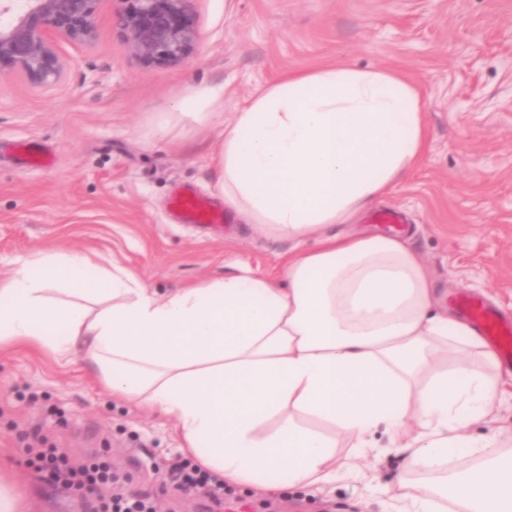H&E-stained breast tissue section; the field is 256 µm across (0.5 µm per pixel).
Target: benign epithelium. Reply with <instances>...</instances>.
I'll return each instance as SVG.
<instances>
[{"mask_svg": "<svg viewBox=\"0 0 512 512\" xmlns=\"http://www.w3.org/2000/svg\"><path fill=\"white\" fill-rule=\"evenodd\" d=\"M0 0V75L17 74L30 84L50 88L61 79L60 40L86 43L96 36L94 16L102 0ZM119 26L127 53L144 67L178 66L198 48L196 0H120Z\"/></svg>", "mask_w": 512, "mask_h": 512, "instance_id": "1", "label": "benign epithelium"}]
</instances>
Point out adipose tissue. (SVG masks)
Returning <instances> with one entry per match:
<instances>
[{
    "label": "adipose tissue",
    "instance_id": "obj_1",
    "mask_svg": "<svg viewBox=\"0 0 512 512\" xmlns=\"http://www.w3.org/2000/svg\"><path fill=\"white\" fill-rule=\"evenodd\" d=\"M224 90L185 94L156 124L217 125L215 188L242 223L316 237L283 281L250 270L159 295L121 266L40 251L0 278V346L83 353L113 395L172 416L183 447L230 484L287 470L329 485L332 432L366 451L385 430L409 469L444 474L502 385L468 324L436 305L401 237L330 235L407 175L427 145L421 97L400 73L322 65L289 71L222 120ZM512 512V459L453 477L438 496L389 491V512Z\"/></svg>",
    "mask_w": 512,
    "mask_h": 512
}]
</instances>
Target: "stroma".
Returning a JSON list of instances; mask_svg holds the SVG:
<instances>
[{"mask_svg": "<svg viewBox=\"0 0 512 512\" xmlns=\"http://www.w3.org/2000/svg\"><path fill=\"white\" fill-rule=\"evenodd\" d=\"M120 7L103 0L92 42L60 43L55 87L0 77V141L36 139L54 157L45 169L0 154V277L22 257L55 250L118 262L160 295L240 267L281 281L288 254L316 239L238 221L220 235L181 223L170 207L176 187L224 204L214 189L217 131L187 123L165 133L155 117L190 87L223 86L224 110L236 112L290 70L341 64L400 71L421 95L427 152L376 204L408 215L402 234L438 305L453 308L465 292L512 317V0H197L198 49L154 68L125 51ZM499 375L503 395L471 426L489 456L512 444V371ZM30 442L73 463L100 453L125 491L158 512H386L402 467L387 433L362 456L340 435L335 454L354 467L335 483L244 486L218 509L177 486V468L195 461L173 417L112 396L84 359L17 346L0 350V474L25 512H91L97 495L52 488Z\"/></svg>", "mask_w": 512, "mask_h": 512, "instance_id": "stroma-1", "label": "stroma"}]
</instances>
